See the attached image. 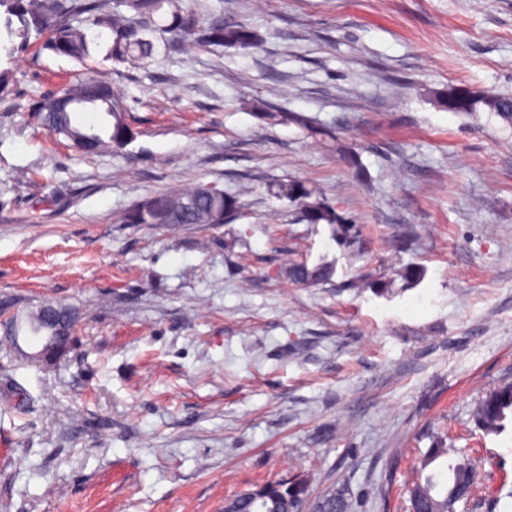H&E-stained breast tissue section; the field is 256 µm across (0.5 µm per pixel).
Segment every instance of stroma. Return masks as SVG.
<instances>
[{
    "mask_svg": "<svg viewBox=\"0 0 512 512\" xmlns=\"http://www.w3.org/2000/svg\"><path fill=\"white\" fill-rule=\"evenodd\" d=\"M253 27L259 49H190L115 81L136 139L81 157L31 117L83 70L36 48L0 98V317L82 312L73 345L0 346V512H221L274 480L351 512H406L433 435L512 512V435L471 417L512 381V127L448 111L451 86L512 96V0H190ZM264 99L332 128L362 172ZM317 186L357 251L304 224L269 183ZM180 183L248 185L229 224H120ZM419 236L390 243L404 225ZM325 260L303 288L289 259ZM419 275L404 279V268ZM373 288H355L361 277ZM333 264L324 260L310 265L307 261L289 260L283 273L292 282L306 287L329 283L334 275Z\"/></svg>",
    "mask_w": 512,
    "mask_h": 512,
    "instance_id": "1",
    "label": "stroma"
}]
</instances>
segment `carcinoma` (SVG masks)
I'll return each mask as SVG.
<instances>
[{
	"mask_svg": "<svg viewBox=\"0 0 512 512\" xmlns=\"http://www.w3.org/2000/svg\"><path fill=\"white\" fill-rule=\"evenodd\" d=\"M0 30L11 59L35 41L51 54L83 65L98 52L102 61L138 67L149 65L186 45L198 48L236 47L255 49L262 41L258 32L245 22L224 19L220 10L207 17L200 15L188 0H0ZM261 120L294 125L306 137L336 153L345 165L360 169L359 155L339 141L336 133L319 127L300 112H270L264 101L253 103ZM39 124L51 135L62 137L76 152L86 155L121 153L136 138L137 132L127 119L124 95L110 78L92 76L64 90L47 95L32 104ZM88 110L101 116L97 124L79 126L73 115ZM512 124V97L492 92L467 91L454 112L472 118L479 112ZM270 193L295 207L301 221L326 224L337 245L350 249L358 242L359 228L340 213L315 186L301 180L275 182ZM248 190L230 193L210 184L170 187L147 196L125 209L120 224H226L233 220ZM335 269L324 260L316 264L291 260L283 273L292 282L314 287L331 281ZM43 336L50 342L58 336L72 335L73 328L49 319L42 305L18 315V322H5V333L20 331ZM512 416V381H503L488 390L474 405L472 419L486 435L498 436L506 430ZM448 457L445 440L438 436L422 457L408 488L410 512H456L461 495L475 486L468 461L461 459L446 465V472L435 468ZM244 512H274L295 507L308 499L306 481L266 483L260 489L240 493ZM347 494L339 488L319 499V512H348Z\"/></svg>",
	"mask_w": 512,
	"mask_h": 512,
	"instance_id": "carcinoma-1",
	"label": "carcinoma"
}]
</instances>
